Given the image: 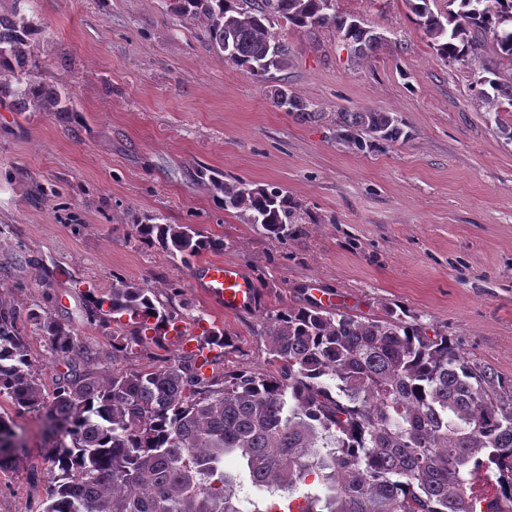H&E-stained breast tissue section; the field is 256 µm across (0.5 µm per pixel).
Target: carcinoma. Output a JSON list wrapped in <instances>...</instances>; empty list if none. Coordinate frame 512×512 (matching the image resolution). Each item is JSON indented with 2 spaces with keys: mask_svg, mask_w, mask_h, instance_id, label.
Instances as JSON below:
<instances>
[{
  "mask_svg": "<svg viewBox=\"0 0 512 512\" xmlns=\"http://www.w3.org/2000/svg\"><path fill=\"white\" fill-rule=\"evenodd\" d=\"M336 0H176L175 9L207 22L209 41L244 73L263 80L290 63L275 21L308 32L330 27L365 54L383 36L339 13ZM436 54L467 64L493 37L477 95L512 106V0H448L442 17L428 0H408ZM38 25L17 12L0 14V98L21 109L72 112L68 94L21 75L37 67L31 41ZM17 87H12V83ZM273 102L304 119L313 104L283 88ZM337 136L362 151L404 136L389 112H339ZM217 202L275 238L288 236L295 204L277 187L226 183L198 170ZM138 238L187 261L224 250V240L192 224H162L155 215L135 224ZM152 288L112 276L91 316L113 324L112 360L147 347L177 318L156 305ZM66 371L46 391L16 326L17 312L0 299V398L17 412L48 411L47 489L40 512H276L284 498L306 502L299 512H478L474 484L497 476L500 498L512 505V380L460 354L452 338L427 335L394 310L365 317L319 304L268 317L267 350L276 371H237L222 380L201 372L185 354L162 366L99 377L98 357L69 324L34 310ZM12 418L0 414V472L17 470ZM243 460L261 492L244 510L243 483L224 459ZM317 478L313 483L309 477Z\"/></svg>",
  "mask_w": 512,
  "mask_h": 512,
  "instance_id": "1",
  "label": "carcinoma"
}]
</instances>
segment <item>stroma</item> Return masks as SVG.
<instances>
[{
  "label": "stroma",
  "instance_id": "stroma-1",
  "mask_svg": "<svg viewBox=\"0 0 512 512\" xmlns=\"http://www.w3.org/2000/svg\"><path fill=\"white\" fill-rule=\"evenodd\" d=\"M16 9L42 26L32 80L75 106L50 115L0 103V299L19 314L45 389L63 367L32 310L75 326L102 375L182 355L166 335L111 359V325L88 322L85 310L116 273L170 310H191L184 334L224 330L232 346L214 375L268 368V316L327 294L357 313L417 317L512 380V112L476 97L480 62L437 56L407 0H336L384 37L362 56L333 29L275 25L291 61L262 83L213 52L204 22L173 0H0V13ZM278 87L322 120L276 106ZM363 109L396 115L406 138L362 152L339 140L337 113ZM200 166L287 192L298 219L288 237L222 209ZM146 214L223 238V252L197 263L240 267L259 304L227 312L207 298L194 285L197 263L139 240ZM0 414L23 443L21 467L0 473V512H39L45 417L1 398Z\"/></svg>",
  "mask_w": 512,
  "mask_h": 512
}]
</instances>
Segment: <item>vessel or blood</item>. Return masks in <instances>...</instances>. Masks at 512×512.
<instances>
[{"label": "vessel or blood", "mask_w": 512, "mask_h": 512, "mask_svg": "<svg viewBox=\"0 0 512 512\" xmlns=\"http://www.w3.org/2000/svg\"><path fill=\"white\" fill-rule=\"evenodd\" d=\"M196 279L197 287L225 311L242 310L256 302L254 282L237 266L209 261L199 268Z\"/></svg>", "instance_id": "obj_1"}]
</instances>
